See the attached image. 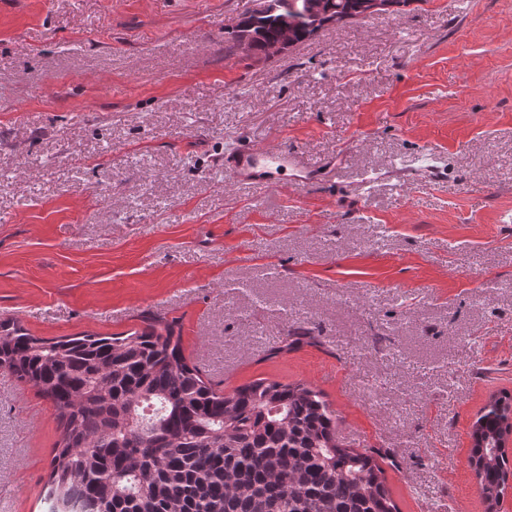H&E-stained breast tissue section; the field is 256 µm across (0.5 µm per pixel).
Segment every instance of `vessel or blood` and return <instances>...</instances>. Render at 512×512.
<instances>
[{
    "instance_id": "1",
    "label": "vessel or blood",
    "mask_w": 512,
    "mask_h": 512,
    "mask_svg": "<svg viewBox=\"0 0 512 512\" xmlns=\"http://www.w3.org/2000/svg\"><path fill=\"white\" fill-rule=\"evenodd\" d=\"M224 174L232 182L252 187H287L313 180L302 153L281 147H250L224 157Z\"/></svg>"
}]
</instances>
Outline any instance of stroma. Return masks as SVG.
<instances>
[{
	"label": "stroma",
	"instance_id": "35a3bbf8",
	"mask_svg": "<svg viewBox=\"0 0 512 512\" xmlns=\"http://www.w3.org/2000/svg\"><path fill=\"white\" fill-rule=\"evenodd\" d=\"M261 5L0 0V321H173L225 391L317 387L399 512H484L470 429L512 393V0H410L225 57ZM252 145L322 175L226 180ZM58 436L0 371V512H45Z\"/></svg>",
	"mask_w": 512,
	"mask_h": 512
}]
</instances>
